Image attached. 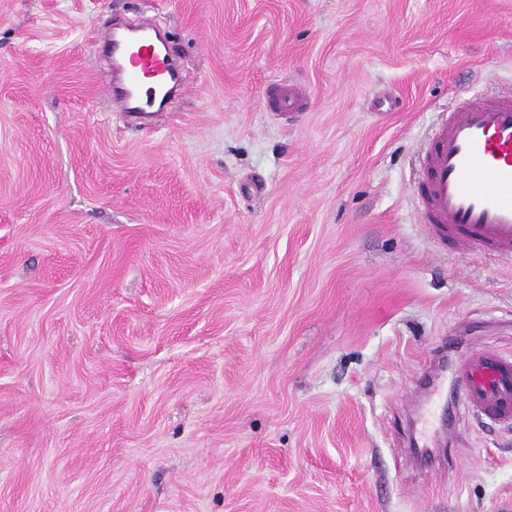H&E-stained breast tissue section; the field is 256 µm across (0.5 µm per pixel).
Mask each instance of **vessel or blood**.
<instances>
[{
  "instance_id": "b4317fda",
  "label": "vessel or blood",
  "mask_w": 512,
  "mask_h": 512,
  "mask_svg": "<svg viewBox=\"0 0 512 512\" xmlns=\"http://www.w3.org/2000/svg\"><path fill=\"white\" fill-rule=\"evenodd\" d=\"M108 42L121 56L112 86L120 111H131V90L177 74L149 41L125 47L112 35ZM305 97L294 84L266 94L270 111L288 117L301 111ZM418 197L420 219L440 244L512 255V89L488 100L464 98L449 114L423 155ZM452 389L488 424L512 425V357L485 347L468 351L452 379L435 386L440 397Z\"/></svg>"
}]
</instances>
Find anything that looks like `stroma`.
I'll use <instances>...</instances> for the list:
<instances>
[{"instance_id": "35a3bbf8", "label": "stroma", "mask_w": 512, "mask_h": 512, "mask_svg": "<svg viewBox=\"0 0 512 512\" xmlns=\"http://www.w3.org/2000/svg\"><path fill=\"white\" fill-rule=\"evenodd\" d=\"M143 20L145 122L101 36ZM510 87L512 0H0V512H512V427L410 445L445 342L512 354V259L413 192ZM106 38L112 45L113 86L111 88L115 106L121 112H144L138 107L131 106L129 91L140 89L145 84H157L164 75L173 81L177 74L176 66L167 53L161 57L148 40L129 45L120 52L121 43L116 38V31L112 30ZM117 52L124 65L116 61ZM306 93L295 84H283L273 92L266 91L267 105L271 112H278L292 118L302 109Z\"/></svg>"}]
</instances>
